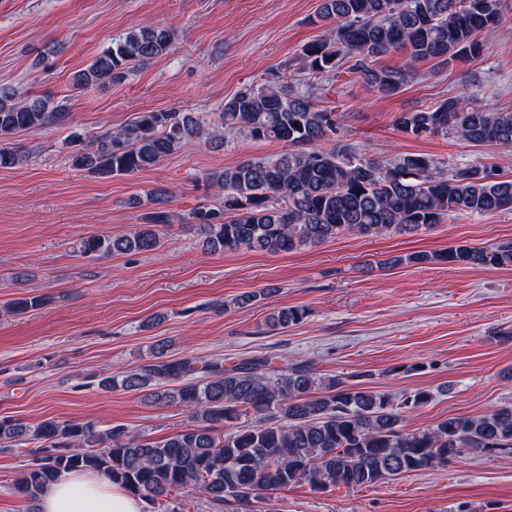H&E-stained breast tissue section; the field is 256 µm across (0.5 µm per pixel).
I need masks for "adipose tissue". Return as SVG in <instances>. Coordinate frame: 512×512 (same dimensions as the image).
Masks as SVG:
<instances>
[{"mask_svg":"<svg viewBox=\"0 0 512 512\" xmlns=\"http://www.w3.org/2000/svg\"><path fill=\"white\" fill-rule=\"evenodd\" d=\"M39 512H141L142 503L121 486L93 472H75L51 485Z\"/></svg>","mask_w":512,"mask_h":512,"instance_id":"adipose-tissue-1","label":"adipose tissue"}]
</instances>
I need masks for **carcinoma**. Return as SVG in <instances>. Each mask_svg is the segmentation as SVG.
<instances>
[{
    "instance_id": "carcinoma-1",
    "label": "carcinoma",
    "mask_w": 512,
    "mask_h": 512,
    "mask_svg": "<svg viewBox=\"0 0 512 512\" xmlns=\"http://www.w3.org/2000/svg\"><path fill=\"white\" fill-rule=\"evenodd\" d=\"M506 0H321L326 36L306 44L302 66L272 75L268 85H243L224 102L218 119L209 112H141L128 125L90 138L73 130L66 102L0 88V168L28 161L22 134L71 128V165L102 179L130 176L158 165L198 139L224 144L238 136L277 142L273 157H250L203 174L224 199L186 214L168 207L170 192H150L155 208L134 232L90 235L78 251L86 258L146 253L162 246L164 229L188 224L210 251L292 253L348 233L412 234L442 223L452 213L512 209V178L484 165L448 169L432 155L371 158L339 137L336 113L318 107L322 80L341 67L363 77L384 96L412 81L415 71L377 68L375 58L405 50L412 62L437 65L479 56L505 18ZM171 29L146 23L128 30L74 78L78 88L122 83L134 67L168 52ZM402 133L451 136L473 145L512 147V112H490L466 95H448L435 106L401 112ZM512 267V241L486 248L455 245L418 251L382 265ZM45 298L15 299L5 312L19 315ZM307 310L281 308L268 317L274 329L300 323ZM101 377L104 389L173 385L157 399L193 412L195 424L164 438L130 433L123 425L45 419L34 426L0 417V447L31 445L32 460L13 484L24 512H38L46 487L86 470L103 475L157 512H167L168 493L193 488L215 504L251 507L253 498L292 486L328 492L369 487L412 471L446 467L476 453L512 455V403L482 415L457 414L425 429L409 417L432 395L418 390L397 397L364 386V373L324 376L304 360L285 367L251 357L228 367L224 359H165Z\"/></svg>"
}]
</instances>
